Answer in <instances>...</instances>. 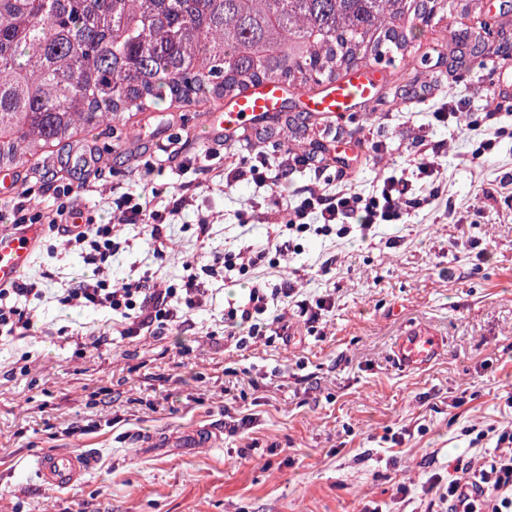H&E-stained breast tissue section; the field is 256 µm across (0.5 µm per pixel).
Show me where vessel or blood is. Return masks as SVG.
Instances as JSON below:
<instances>
[{
  "instance_id": "vessel-or-blood-1",
  "label": "vessel or blood",
  "mask_w": 512,
  "mask_h": 512,
  "mask_svg": "<svg viewBox=\"0 0 512 512\" xmlns=\"http://www.w3.org/2000/svg\"><path fill=\"white\" fill-rule=\"evenodd\" d=\"M375 70L366 67L353 72L343 82L330 84L315 92L296 95L297 106L303 112H329L345 116L354 107L370 98L375 90ZM287 99L282 84L267 82L238 98L232 109H219L212 116L208 137L219 138L230 132H243L250 125L279 112ZM44 233L40 224L24 230L0 228V288L16 283L30 267L32 256ZM445 342L432 329L417 326L400 336L393 349L394 362L406 371L425 368L443 353ZM222 442L219 432L212 427H198L172 435L157 433L148 438L146 447L165 445L172 448H214ZM99 464L97 455L87 452L48 453L34 461L37 475L44 484L65 489L75 486Z\"/></svg>"
}]
</instances>
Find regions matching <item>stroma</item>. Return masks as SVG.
<instances>
[{"label":"stroma","instance_id":"35a3bbf8","mask_svg":"<svg viewBox=\"0 0 512 512\" xmlns=\"http://www.w3.org/2000/svg\"><path fill=\"white\" fill-rule=\"evenodd\" d=\"M481 29L493 60L480 69L452 68L456 33ZM512 63V22L490 0L481 21L426 28L404 55L384 58L376 97L336 118L298 113L287 101L267 121L280 139L263 143L336 161L357 189L371 188L389 166L417 150L434 152L447 170L439 198L406 223L381 226L372 240L304 233L301 251L260 264L246 276L208 278L204 304L161 337L116 338L97 350L79 335L106 331L108 313L40 305V330L0 346V512H361L364 503L389 512H420L422 487L447 476L455 460L493 454L469 445L468 427L512 424V139L474 166L467 128L486 112H511L512 95H494L499 65ZM458 100L460 123L434 117ZM207 108L167 104L78 133L52 147L51 181L72 184L75 204L112 220V190L136 187L142 164L158 145L175 153L155 180L156 209L170 186L197 184L192 206L165 228L170 247L154 258L143 228L119 225L125 246L111 263L113 283L153 273L180 284L225 249L266 248L281 218L258 205L253 183L223 188L196 158L216 152L214 166L250 155L253 144L227 135L209 142ZM376 143L382 151L371 155ZM95 147L103 180L75 159ZM92 181L87 192L82 182ZM207 216V234L198 219ZM474 241L460 249L458 239ZM25 275L67 288L89 275L76 251L47 236ZM299 271L301 288L331 301L322 333L293 323L281 340L237 347L224 329V308L255 280L276 287ZM422 325L444 336L445 351L428 367L404 371L392 361L403 331ZM212 425L218 448H146L144 436ZM100 450L103 460L84 483L43 486L30 470L52 451ZM408 485V497L397 492Z\"/></svg>","mask_w":512,"mask_h":512}]
</instances>
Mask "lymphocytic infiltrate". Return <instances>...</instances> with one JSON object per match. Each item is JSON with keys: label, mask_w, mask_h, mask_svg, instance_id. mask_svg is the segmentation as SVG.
Masks as SVG:
<instances>
[{"label": "lymphocytic infiltrate", "mask_w": 512, "mask_h": 512, "mask_svg": "<svg viewBox=\"0 0 512 512\" xmlns=\"http://www.w3.org/2000/svg\"><path fill=\"white\" fill-rule=\"evenodd\" d=\"M300 167L317 175L334 171L335 187L291 188V177ZM162 172L157 160L145 161L139 188L124 191L112 199L113 214L118 222L143 225L154 254L160 257L165 256L168 249L163 226L169 215L178 214L193 201L189 185L182 183L174 188L170 210L153 209L150 192L155 176ZM444 177L443 167L421 152L407 167L382 175L375 188L365 193L356 190L347 181L345 171L335 169L327 157L287 151L273 167L263 151L258 150L231 168L225 184L230 187L247 180L265 189L267 201L285 218L288 232L312 231L319 236L338 238L352 234L364 241L373 238L379 226L399 223L410 210L430 205V197L413 194L414 180L424 179L433 185ZM32 195L33 190L28 187L12 196L9 210L0 212V222L17 230L28 224L43 223L49 231L65 236L67 246L81 252L92 275L78 281L74 287L63 289L59 303L108 311L116 317L118 333L123 338L139 336L148 328L154 335H161L168 326L180 322L187 310L201 303L208 293L205 277L219 272L228 279L241 276L264 259L263 253L242 247L225 252L223 266L204 265L201 275L189 276L180 288L155 281L147 274L115 285L109 277V268L122 242L114 226L97 223L90 215L84 223H69L68 218L75 210L72 185L57 186L55 215L50 219L32 206ZM270 293L264 282H252L243 300L226 312L231 326L246 329L248 337L257 341L270 337L288 340L287 312L272 317L267 314ZM274 293L286 300L289 310H296L307 327L319 323L323 311L331 305L326 297L307 296L289 278L283 280ZM43 295L44 290L35 279L0 288V341L20 340L34 332L40 317L37 302ZM476 438L494 442V457L454 466L452 474L444 480L430 477L423 487L427 498L424 512H512V427L481 430Z\"/></svg>", "instance_id": "obj_1"}]
</instances>
